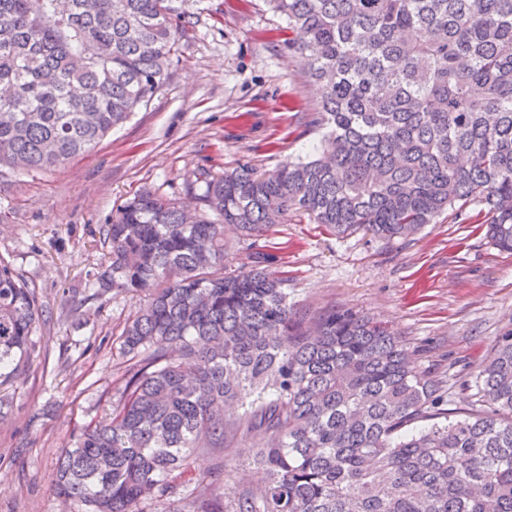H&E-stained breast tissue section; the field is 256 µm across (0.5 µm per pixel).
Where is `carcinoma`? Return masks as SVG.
I'll use <instances>...</instances> for the list:
<instances>
[{"instance_id":"obj_1","label":"carcinoma","mask_w":512,"mask_h":512,"mask_svg":"<svg viewBox=\"0 0 512 512\" xmlns=\"http://www.w3.org/2000/svg\"><path fill=\"white\" fill-rule=\"evenodd\" d=\"M0 0V166L48 171L147 104L188 36V0ZM322 86L316 152L204 175L196 215L144 188L112 213L102 292L143 306L119 336L111 420L74 433L54 487L82 512H512V333L461 382L398 333L289 300L259 244L304 215L336 235L408 237L460 201L512 253V0H266ZM249 241L227 271L224 229ZM43 305L0 258V387L28 372ZM246 443L264 485L221 492Z\"/></svg>"}]
</instances>
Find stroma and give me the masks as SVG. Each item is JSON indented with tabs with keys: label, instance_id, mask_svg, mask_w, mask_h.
<instances>
[{
	"label": "stroma",
	"instance_id": "stroma-1",
	"mask_svg": "<svg viewBox=\"0 0 512 512\" xmlns=\"http://www.w3.org/2000/svg\"><path fill=\"white\" fill-rule=\"evenodd\" d=\"M193 26L170 77L90 152L51 171L0 169V258L46 307L30 371L0 389V512H81L54 493L70 435L108 419L121 381L118 338L140 307L132 294L97 295L103 231L113 209L143 188L197 207L188 187L249 163L263 170L307 156L322 136L309 126L321 97L288 47L286 20L265 0H196ZM481 206L458 203L407 238L346 237L296 217L273 226L291 298L388 323L436 375H475L512 331V254L485 236ZM241 445L202 455L195 474L223 463V491L261 485Z\"/></svg>",
	"mask_w": 512,
	"mask_h": 512
}]
</instances>
